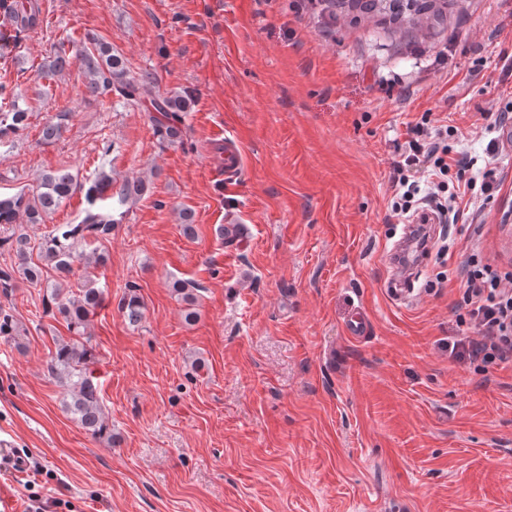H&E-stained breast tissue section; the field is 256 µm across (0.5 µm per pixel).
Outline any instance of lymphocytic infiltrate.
<instances>
[{
    "label": "lymphocytic infiltrate",
    "instance_id": "1",
    "mask_svg": "<svg viewBox=\"0 0 512 512\" xmlns=\"http://www.w3.org/2000/svg\"><path fill=\"white\" fill-rule=\"evenodd\" d=\"M458 129L452 125L411 126L395 166V194L391 211L398 221L411 220L418 211L435 212L440 223L458 219L467 193L480 190L492 195L494 181L475 182L471 162L448 144ZM458 280L462 288V311L456 323L461 333L451 348L458 355L479 362L481 371L512 365V272L469 259Z\"/></svg>",
    "mask_w": 512,
    "mask_h": 512
}]
</instances>
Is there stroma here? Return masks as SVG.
I'll return each instance as SVG.
<instances>
[{
	"label": "stroma",
	"instance_id": "1",
	"mask_svg": "<svg viewBox=\"0 0 512 512\" xmlns=\"http://www.w3.org/2000/svg\"><path fill=\"white\" fill-rule=\"evenodd\" d=\"M35 2L41 24L8 63L29 117L0 138V192L58 169L147 191L99 247L108 305L89 332L113 441L85 433L46 371L73 335L42 288L0 295L18 333L0 337L9 512L34 499L42 512H512V368L448 353L460 262L512 270V122L486 130L512 113V0H455L401 26L341 6L331 20L316 0ZM89 36L131 75L155 73L154 94L192 95L183 144L161 148L150 104L89 94L77 65L43 82L44 60ZM424 117L456 126L450 146L499 192L478 217L423 227L428 259L401 303L402 226L386 217L398 147ZM228 137L243 156L231 180ZM229 222L248 229L233 247ZM178 280L201 287L190 325ZM130 281L145 304L135 328L118 308Z\"/></svg>",
	"mask_w": 512,
	"mask_h": 512
}]
</instances>
